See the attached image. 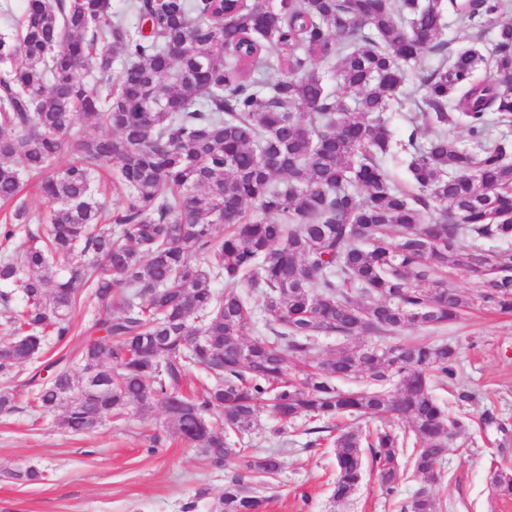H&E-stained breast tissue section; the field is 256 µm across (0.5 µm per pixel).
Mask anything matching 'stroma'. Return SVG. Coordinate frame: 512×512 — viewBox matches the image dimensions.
Instances as JSON below:
<instances>
[{
	"label": "stroma",
	"mask_w": 512,
	"mask_h": 512,
	"mask_svg": "<svg viewBox=\"0 0 512 512\" xmlns=\"http://www.w3.org/2000/svg\"><path fill=\"white\" fill-rule=\"evenodd\" d=\"M439 58L424 55L413 65L408 97L389 113L396 138L408 133L407 114L424 90L420 71L435 68ZM444 335L458 348V384L435 387L434 395L451 413L465 417L468 428L457 435L433 486L445 512H512V498L495 495L492 472L512 469V314L475 311L449 324ZM28 368L0 377V390L14 394L17 408L0 413V512H182L195 502V512H209L224 484L238 471L235 458L216 465L193 445L172 435L163 405L151 412L129 411L107 419L94 430L73 433L58 414H39L27 406ZM471 401L457 399L460 389ZM493 411L499 425L485 426L480 417ZM304 421L275 431L260 416L243 445L277 455L282 471L273 483L269 512H400L401 505L423 485L412 469H404L393 497L382 495L379 474L366 465L363 480L348 501L329 499L335 469L330 447H307ZM35 466L45 481L31 484L10 479L11 471Z\"/></svg>",
	"instance_id": "obj_1"
}]
</instances>
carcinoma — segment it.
<instances>
[{
  "label": "carcinoma",
  "mask_w": 512,
  "mask_h": 512,
  "mask_svg": "<svg viewBox=\"0 0 512 512\" xmlns=\"http://www.w3.org/2000/svg\"><path fill=\"white\" fill-rule=\"evenodd\" d=\"M25 0L0 36V202L12 206L0 240V375L71 340L35 368L32 407L76 432L133 407L165 406L173 433L215 464L240 459L212 512H266L280 472L272 453L231 448L266 407L280 427L300 417L406 421L402 432L336 429L333 501L347 499L365 453L386 496L400 466L437 479L448 441L467 427L433 395L457 378L443 338L398 335L409 323L442 329L469 309L512 313V20L491 59L448 53L447 18L475 39L507 0ZM425 94L400 142L410 182L385 161L387 112L423 53ZM91 73L88 85L83 73ZM355 93L354 106L339 95ZM108 130L88 136L79 120ZM428 132L419 137L420 127ZM462 127L470 143L448 135ZM73 160L54 169L58 155ZM113 176L120 203L100 200ZM40 175L44 213L20 197ZM254 203L261 216L246 211ZM455 270L475 281L462 294ZM224 291L213 288V280ZM263 295L267 335L242 282ZM385 344L354 345L364 336ZM336 338L326 359L320 337ZM112 373L91 387L72 373ZM209 371L199 396L179 392L187 366ZM52 369L50 380L42 370ZM222 411L224 427L208 415ZM29 466L9 477L44 479ZM512 498V470L493 473ZM401 512H443L423 487Z\"/></svg>",
  "instance_id": "cac0c4a2"
}]
</instances>
